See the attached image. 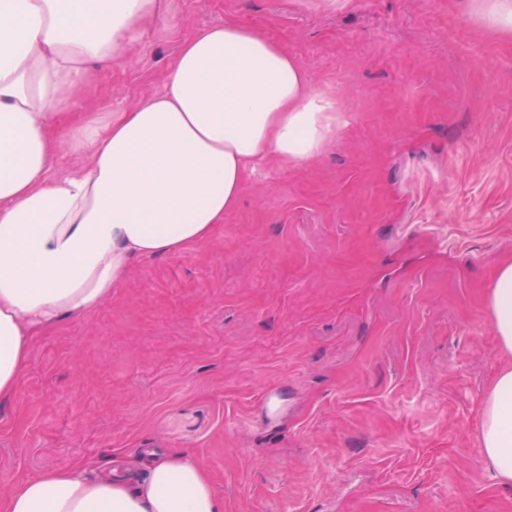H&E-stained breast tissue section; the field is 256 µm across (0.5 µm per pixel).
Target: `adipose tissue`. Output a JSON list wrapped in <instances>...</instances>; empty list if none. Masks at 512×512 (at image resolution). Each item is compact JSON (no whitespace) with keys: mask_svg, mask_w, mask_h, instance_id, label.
Listing matches in <instances>:
<instances>
[{"mask_svg":"<svg viewBox=\"0 0 512 512\" xmlns=\"http://www.w3.org/2000/svg\"><path fill=\"white\" fill-rule=\"evenodd\" d=\"M170 19L169 0H0V401L35 336L95 310L133 261L205 241L267 156L308 159L331 129L288 52L233 22L184 39L161 93L76 113V93ZM69 155L84 164L65 168ZM489 310L512 354V263ZM479 438L512 487V368L485 399ZM146 456L140 470L78 464L28 478L0 512H224L192 456Z\"/></svg>","mask_w":512,"mask_h":512,"instance_id":"1","label":"adipose tissue"}]
</instances>
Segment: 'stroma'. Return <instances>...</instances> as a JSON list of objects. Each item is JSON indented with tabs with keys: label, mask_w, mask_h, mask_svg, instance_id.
<instances>
[{
	"label": "stroma",
	"mask_w": 512,
	"mask_h": 512,
	"mask_svg": "<svg viewBox=\"0 0 512 512\" xmlns=\"http://www.w3.org/2000/svg\"><path fill=\"white\" fill-rule=\"evenodd\" d=\"M171 4L76 111L160 92L186 37L234 22L288 51L335 130L33 342L0 404V502L152 448L191 454L224 512H512L479 443L512 367L487 305L512 262V39L476 0Z\"/></svg>",
	"instance_id": "obj_1"
}]
</instances>
